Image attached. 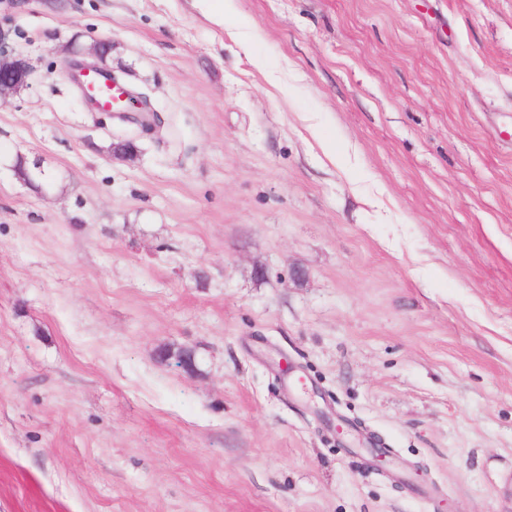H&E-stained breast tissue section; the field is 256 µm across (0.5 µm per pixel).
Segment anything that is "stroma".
<instances>
[{
	"label": "stroma",
	"instance_id": "stroma-1",
	"mask_svg": "<svg viewBox=\"0 0 512 512\" xmlns=\"http://www.w3.org/2000/svg\"><path fill=\"white\" fill-rule=\"evenodd\" d=\"M233 4L0 0V512H512V0ZM112 52V43L109 40L94 39L90 44L72 48L68 51L67 69L64 70L68 77L72 75L76 65L83 64L94 67L98 71L80 72V83L83 91L96 98L102 105L104 112L110 118L117 117L122 121L135 124L142 129H150L156 118L154 109L150 101L145 96H138L127 89L118 79L109 78L99 71L106 72L109 70L105 65L108 55ZM80 56L82 59H78ZM114 82L123 87L125 91L123 95L127 102L126 108L118 112H112V108L116 107V102L120 97V90L114 88ZM31 75L32 68L28 58L8 51L4 46L0 52V101L28 87Z\"/></svg>",
	"mask_w": 512,
	"mask_h": 512
}]
</instances>
